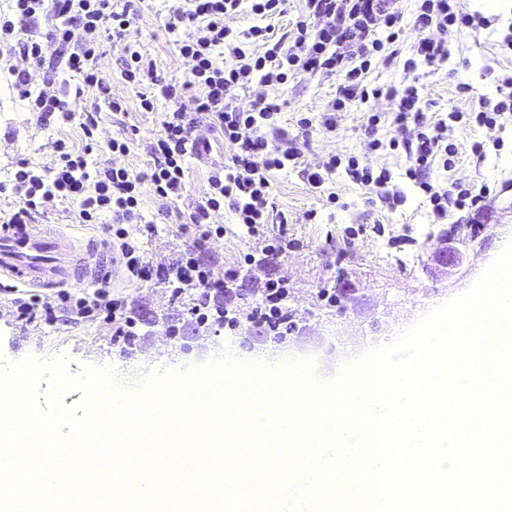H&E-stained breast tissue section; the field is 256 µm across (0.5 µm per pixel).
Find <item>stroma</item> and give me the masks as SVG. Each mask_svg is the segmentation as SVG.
<instances>
[{
    "label": "stroma",
    "mask_w": 512,
    "mask_h": 512,
    "mask_svg": "<svg viewBox=\"0 0 512 512\" xmlns=\"http://www.w3.org/2000/svg\"><path fill=\"white\" fill-rule=\"evenodd\" d=\"M171 5V0H151L149 11L131 27L127 39L155 59L160 79L181 82L188 77L190 65L164 30ZM511 31L512 18L496 17L488 27L455 34L448 43L451 57L447 64L422 67L410 74L399 67H382L372 73L371 80L378 85H422L433 112L470 111L480 100L496 98L499 79L512 71V56L499 46ZM122 55L121 45L109 42L98 60L100 71L112 85L113 97L125 101L127 112L101 114L100 146L90 155L89 163L96 167L116 162L133 172H145L150 161L146 144L159 133L169 103L161 98L154 111L140 110L137 89L120 75ZM462 83L469 85V93H458ZM334 91V84L309 77L277 87L255 80L243 99L248 102L261 95L273 99L288 124L297 114L323 112ZM120 135L130 137L132 145L129 155L117 159L106 144ZM59 139L78 151L84 146L78 123L39 125L14 87L12 76L0 73V181L9 179L17 162L34 167L51 164ZM366 144L361 112H346L335 133L314 132L303 163L312 169L330 154L361 155ZM382 161L393 169L396 184L407 196L406 204L395 211L373 205L365 189L342 176L319 192L295 171L274 173V221L266 233L285 234L289 241L287 252L275 257L263 256L260 243L236 224L230 210L212 213L210 218L211 224L224 227L223 238L212 245L215 277H223L225 269L235 266L240 280L253 289L267 279L287 278L288 306L298 325L308 327L313 342L309 354L316 358L318 373L326 381L357 353L391 342L420 317L468 290L498 257L504 236L512 234V136L505 137L500 150L489 151L484 162L463 158L455 172L459 182L484 195L480 208L466 213L476 234L466 259L457 267H445L433 258L443 227L433 223L416 189L405 179V159L386 155ZM330 191L337 193V201L327 202L325 195ZM186 208V201L165 205L152 194H144V219L157 228L152 236L142 237L144 254L153 266L167 265L178 250L191 245V237L180 231L175 218L176 211ZM74 211V203L58 199L41 210L36 220L55 225L61 233L81 241H110L106 225L75 223ZM247 253L254 255V265L243 264ZM340 285L346 288V295L336 304H328L323 291H335ZM110 295L126 301L136 319V335L129 342L115 340L111 319L102 315L18 322L12 294L0 292V359L17 362L29 356L62 355L71 376H81L88 367L110 366L128 383L158 369L196 362L195 354L183 353L180 348L182 339L176 331L190 315L171 288L153 282L137 284L123 277L112 282ZM200 336L203 343L214 347L216 355H230L241 366L260 360L273 367L283 358L279 352L250 350L241 330L204 325Z\"/></svg>",
    "instance_id": "35a3bbf8"
}]
</instances>
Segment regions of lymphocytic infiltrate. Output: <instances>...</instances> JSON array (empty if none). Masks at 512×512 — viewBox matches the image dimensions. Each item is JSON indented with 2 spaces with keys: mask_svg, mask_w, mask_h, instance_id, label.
<instances>
[{
  "mask_svg": "<svg viewBox=\"0 0 512 512\" xmlns=\"http://www.w3.org/2000/svg\"><path fill=\"white\" fill-rule=\"evenodd\" d=\"M13 14L0 18V43L7 42L24 68L10 67L16 85L40 125L78 122L85 146L72 152L65 142H57V157L49 166L20 163L11 186L20 203L12 214L15 224L25 223L55 199H67L77 206L75 220L97 224L110 217L119 242V261L129 276L142 282L157 281L176 293L193 291L190 309L199 323L236 329L241 324L256 326L273 335H288V280L269 279L251 302L237 303V272L227 269L223 279L212 277L208 258L211 241L223 237V226L210 224L212 212L229 208L237 223L261 238L265 253L285 252L284 237L267 238L273 207L270 203L271 174L298 167L303 149L314 128L335 132L341 113L362 111L370 137L369 155H331L307 181L316 190L339 174L352 183L375 191L378 202L396 210L406 202L402 191L392 188L393 173L379 165L375 154L384 151L404 155L408 165L404 176L418 189L429 214L442 222L454 213L478 207L481 197L458 182L442 181V174L454 172L462 149L448 139L449 127L463 125L481 131L470 152L484 160L489 150L502 146L507 122L512 121V75L502 81L496 102H481L478 111L431 112L420 86H370L368 78L378 66L401 65L412 72L418 66L435 67L450 57V34L474 27L475 17L464 12L461 0H414L410 28L419 38L404 48V15L396 0H303L291 25L275 32L266 21L286 16L288 0H177L165 24L174 37L180 55L190 59L189 77L181 84L162 85L159 92H144L154 80L156 62L141 48L123 47L121 77L140 91L139 107L151 112L157 98L170 106L164 112L161 131L149 143L152 158L149 172L135 173L124 166L107 165L90 169L88 155L96 145L102 110L126 113L123 100L114 98L111 85L99 71L97 61L109 37H124L140 17L145 0H13ZM261 20L260 25L234 31L224 25L226 16L240 11L242 4ZM262 43L265 51L249 52L252 43ZM224 62H217L216 52ZM43 74L40 88L30 90L32 71ZM309 76L335 80L336 91L319 119L301 117L294 126H284L278 104L258 97L243 104L242 91L253 79L266 85ZM99 90L102 102L86 103L87 89ZM191 94L193 111L180 103ZM384 96L393 103L388 117L369 111L370 99ZM388 124L389 140L378 138L380 124ZM220 131L230 148L226 160L210 164L208 187L189 204L181 227L192 243L179 251L172 262L152 268L128 225L141 223V201L152 193L162 202L181 199L187 191V161L197 152V127ZM109 277L98 278L92 293L71 299L61 292L59 299L68 313L81 318L107 309L112 313L115 338L133 337L135 319L125 303L110 298Z\"/></svg>",
  "mask_w": 512,
  "mask_h": 512,
  "instance_id": "f902f5d3",
  "label": "lymphocytic infiltrate"
}]
</instances>
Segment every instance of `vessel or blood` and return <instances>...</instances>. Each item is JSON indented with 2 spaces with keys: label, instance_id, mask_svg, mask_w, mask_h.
Returning <instances> with one entry per match:
<instances>
[{
  "label": "vessel or blood",
  "instance_id": "obj_1",
  "mask_svg": "<svg viewBox=\"0 0 512 512\" xmlns=\"http://www.w3.org/2000/svg\"><path fill=\"white\" fill-rule=\"evenodd\" d=\"M109 260L48 224H0V279L51 291L95 278Z\"/></svg>",
  "mask_w": 512,
  "mask_h": 512
}]
</instances>
